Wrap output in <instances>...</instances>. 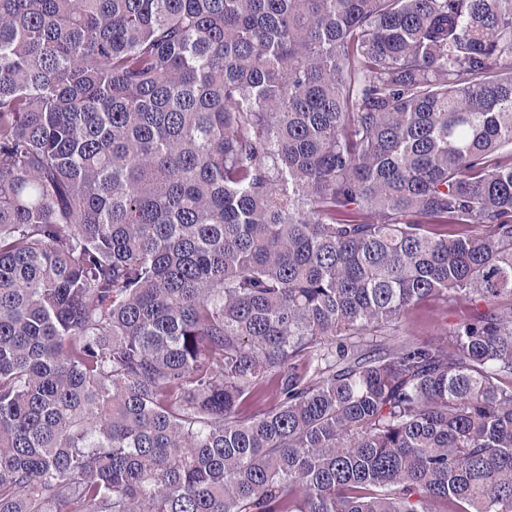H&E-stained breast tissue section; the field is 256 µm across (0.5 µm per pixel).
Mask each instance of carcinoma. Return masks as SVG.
<instances>
[{
    "label": "carcinoma",
    "mask_w": 512,
    "mask_h": 512,
    "mask_svg": "<svg viewBox=\"0 0 512 512\" xmlns=\"http://www.w3.org/2000/svg\"><path fill=\"white\" fill-rule=\"evenodd\" d=\"M0 512H512V0H0ZM444 304L439 298L429 299L416 307L408 317L407 326L412 336L426 339L437 336L447 320L448 324L462 318L468 311L462 304H448L447 315L443 313Z\"/></svg>",
    "instance_id": "obj_1"
}]
</instances>
